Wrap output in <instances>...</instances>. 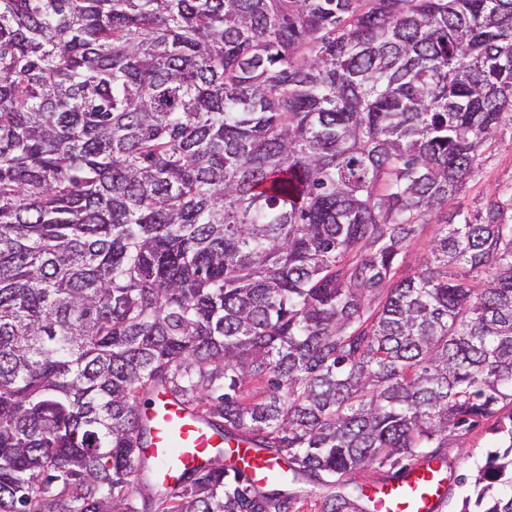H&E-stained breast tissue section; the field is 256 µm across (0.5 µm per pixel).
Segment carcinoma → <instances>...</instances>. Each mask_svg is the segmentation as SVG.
I'll return each instance as SVG.
<instances>
[{"label": "carcinoma", "mask_w": 512, "mask_h": 512, "mask_svg": "<svg viewBox=\"0 0 512 512\" xmlns=\"http://www.w3.org/2000/svg\"><path fill=\"white\" fill-rule=\"evenodd\" d=\"M511 118L512 0H0V512H373L512 405V194L397 277ZM161 398L279 466L157 482ZM407 463L403 462L402 464ZM390 466H379L378 464L367 465L360 470H357L350 475L354 483L362 485L366 492L369 493L371 488L380 486L387 483L390 479L395 477L399 471L401 465ZM313 490V494L309 492ZM298 495L297 512H320L321 497L326 494V490L314 488L309 482H303L296 486Z\"/></svg>", "instance_id": "cac0c4a2"}]
</instances>
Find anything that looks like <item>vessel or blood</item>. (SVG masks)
Returning a JSON list of instances; mask_svg holds the SVG:
<instances>
[{"label":"vessel or blood","mask_w":512,"mask_h":512,"mask_svg":"<svg viewBox=\"0 0 512 512\" xmlns=\"http://www.w3.org/2000/svg\"><path fill=\"white\" fill-rule=\"evenodd\" d=\"M152 440L147 454L158 461V482L176 484L182 474L202 465L213 449H225L237 469L253 484H264L274 470L272 462L250 444L224 441L181 407L158 401L150 412ZM376 512H442L446 482L439 471L421 465L373 493Z\"/></svg>","instance_id":"1"}]
</instances>
